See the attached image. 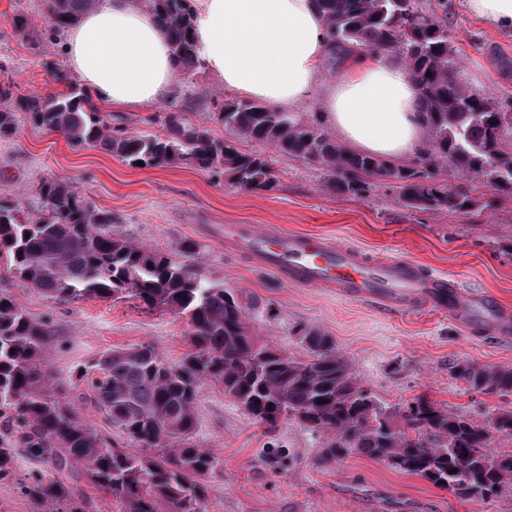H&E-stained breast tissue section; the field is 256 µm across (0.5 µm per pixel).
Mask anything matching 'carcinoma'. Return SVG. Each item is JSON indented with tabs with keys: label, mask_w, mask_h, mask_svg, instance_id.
I'll return each mask as SVG.
<instances>
[{
	"label": "carcinoma",
	"mask_w": 512,
	"mask_h": 512,
	"mask_svg": "<svg viewBox=\"0 0 512 512\" xmlns=\"http://www.w3.org/2000/svg\"><path fill=\"white\" fill-rule=\"evenodd\" d=\"M95 2L52 0L48 39ZM140 2L163 28L178 72L202 68L191 0ZM315 3L331 45L401 58L426 129L415 157L392 160L355 151L316 114L276 110L230 91L217 113L222 139L176 114L167 116L163 135L127 134L112 129L101 108L61 71L58 81L66 91L20 99L17 110L72 146H97L134 167L192 166L248 191H270L276 178L274 160L242 151L243 140L317 167L326 188L340 196L363 199L386 186L410 211L475 213V196L450 191L439 180L438 171L448 165L512 192V101L473 94L457 79L445 0H437L432 12L423 10L421 0ZM15 111H0V137L16 133ZM38 193L40 214L26 218L0 196V263L7 262L12 274L60 303L128 293L143 309L175 312L189 325V350L178 363L141 344L110 349L79 372L83 390L76 397L140 446L130 452L76 415L43 358L48 328L0 295V480L15 476L19 449L44 463L46 470L28 474L20 489L46 512H88V501L64 477L76 466L112 499L116 512H207L206 478L219 460L193 440L198 388L207 380L270 430L288 418L323 434L322 467L351 454L384 460L466 499H491L512 487V451L491 448L497 438L512 441V407L497 410L481 426L464 413L421 401L399 413L359 382L326 333L300 328L304 356H292L255 335L224 282L197 264L112 235V213L80 197L69 181L47 179ZM450 370L474 391L512 395V368L458 361Z\"/></svg>",
	"instance_id": "1"
}]
</instances>
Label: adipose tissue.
I'll return each mask as SVG.
<instances>
[{"label": "adipose tissue", "mask_w": 512, "mask_h": 512, "mask_svg": "<svg viewBox=\"0 0 512 512\" xmlns=\"http://www.w3.org/2000/svg\"><path fill=\"white\" fill-rule=\"evenodd\" d=\"M192 12L204 66L226 89L289 111L318 87L326 119L351 146L395 159L421 148L423 116L398 57L342 51L336 81L320 86L330 44L313 0H192ZM64 51L101 108L156 104L175 75L167 38L138 0H98L68 29Z\"/></svg>", "instance_id": "obj_1"}]
</instances>
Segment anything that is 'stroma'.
<instances>
[{
	"mask_svg": "<svg viewBox=\"0 0 512 512\" xmlns=\"http://www.w3.org/2000/svg\"><path fill=\"white\" fill-rule=\"evenodd\" d=\"M48 10L49 0H0V79L12 81L15 97L55 91L54 72L66 67L61 41L36 47L14 33L13 21L22 16L41 34ZM448 30L461 82L477 94L512 98V33L472 18L465 0H448ZM223 96V85L212 75L179 74L168 97L151 111L108 110L104 117L129 134L161 135L168 113L175 111L221 138L224 127L214 113ZM243 148L274 159L272 190H243L185 165L136 168L97 147L72 148L23 120L16 134L0 138V195L11 197L22 215L34 216L42 208L38 184L68 180L81 197L111 212L114 235L199 263L223 280L262 339L298 356L299 327L331 336L359 381L386 404L403 408L426 400L478 423L495 408L512 405V396L472 392L448 372L449 363L460 360L512 368V341L442 315H390L329 289L291 285L256 269L249 258L225 252L216 236L222 224L316 233L374 257L413 260L512 307V255L497 245L512 236L511 196L447 167L442 180L474 190L477 213L410 214L386 189L366 199L342 197L329 191L309 164L251 142ZM1 293L48 327L44 354L58 388L67 392L74 391L80 369L105 350L149 344L172 362L187 350L188 324L181 315L141 309L128 296L59 303L4 270ZM196 417L197 444L222 462L207 479L208 512H512L508 490L489 501L463 499L387 462L355 454L328 468L318 466L322 437L288 419L266 430L215 382L201 384ZM273 450L281 454L275 468L266 462Z\"/></svg>",
	"mask_w": 512,
	"mask_h": 512,
	"instance_id": "stroma-1",
	"label": "stroma"
}]
</instances>
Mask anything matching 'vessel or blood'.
I'll return each instance as SVG.
<instances>
[{
  "label": "vessel or blood",
  "mask_w": 512,
  "mask_h": 512,
  "mask_svg": "<svg viewBox=\"0 0 512 512\" xmlns=\"http://www.w3.org/2000/svg\"><path fill=\"white\" fill-rule=\"evenodd\" d=\"M224 247L247 254L253 264L288 283L332 288L337 294L387 312L434 311L480 324L496 337H512V310L487 294L463 290L444 275H424L413 261L380 257L306 233H259L247 224L224 227Z\"/></svg>",
  "instance_id": "vessel-or-blood-1"
}]
</instances>
